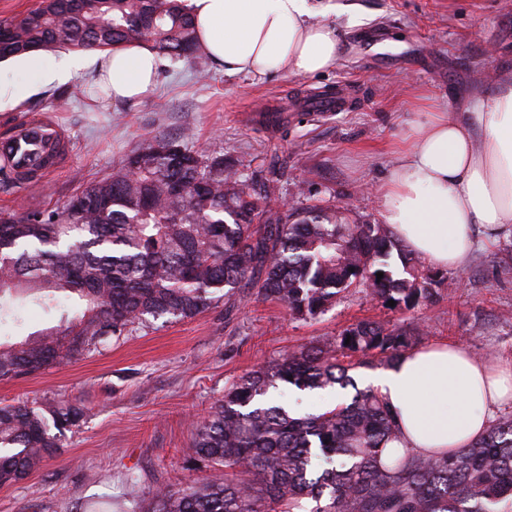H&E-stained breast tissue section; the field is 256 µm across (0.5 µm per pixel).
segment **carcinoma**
I'll list each match as a JSON object with an SVG mask.
<instances>
[{
	"label": "carcinoma",
	"mask_w": 512,
	"mask_h": 512,
	"mask_svg": "<svg viewBox=\"0 0 512 512\" xmlns=\"http://www.w3.org/2000/svg\"><path fill=\"white\" fill-rule=\"evenodd\" d=\"M0 37V60L39 50L110 52L131 42L171 60L193 59L197 50L181 0H99L93 11L79 0H41L0 21ZM190 139H144L60 211L0 210V294L26 292L61 310L59 325L0 341V381L90 357L151 318H192L225 299L241 301L248 288L302 320L352 288L406 309L436 297V280L389 225L347 224L333 204L277 211L258 181L224 167L220 153L193 149ZM415 339L359 322L237 378L195 427L192 460L224 478L159 490L140 512H303L305 499L316 503L311 512H512V414L450 455L405 451L382 461L398 440L394 416L349 371L372 355L389 364ZM281 384L355 394L298 415L264 401ZM83 415L73 405H1L0 485L38 470Z\"/></svg>",
	"instance_id": "1"
}]
</instances>
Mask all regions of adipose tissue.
I'll list each match as a JSON object with an SVG mask.
<instances>
[{
	"instance_id": "adipose-tissue-1",
	"label": "adipose tissue",
	"mask_w": 512,
	"mask_h": 512,
	"mask_svg": "<svg viewBox=\"0 0 512 512\" xmlns=\"http://www.w3.org/2000/svg\"><path fill=\"white\" fill-rule=\"evenodd\" d=\"M197 46L225 75H312L335 66L342 39L319 21L312 0H186ZM30 83L0 85V111L23 107L40 92L89 71L117 104L145 97L161 65L151 48L129 44L59 66L22 57ZM381 219L414 255L438 268L463 267L478 234L512 232V76L475 94L463 111L426 103L410 123L387 178L377 188ZM371 383L390 406L397 448L421 456L477 441L512 401V364L481 358L457 342L413 349Z\"/></svg>"
}]
</instances>
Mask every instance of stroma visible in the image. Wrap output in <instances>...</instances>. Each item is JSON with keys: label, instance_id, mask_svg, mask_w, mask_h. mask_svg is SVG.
I'll return each mask as SVG.
<instances>
[{"label": "stroma", "instance_id": "35a3bbf8", "mask_svg": "<svg viewBox=\"0 0 512 512\" xmlns=\"http://www.w3.org/2000/svg\"><path fill=\"white\" fill-rule=\"evenodd\" d=\"M342 52L333 69L297 76H225L200 63L165 62L154 92L116 108L91 103L78 74L22 109L0 112V137L16 121L50 117L67 153L58 174L24 184L0 177V209L59 210L82 184L111 175L148 135L180 137L223 153L244 174L276 166L272 206L335 203L349 223H380L374 188L418 108L438 100L457 111L512 74V0H322ZM346 97L340 112H310L315 95ZM423 270L438 279L434 302L389 309L356 289L321 316L292 318L276 300L220 304L191 319L162 317L99 353L40 374L0 381V403L74 404L85 414L55 457L21 483L0 487V512H129L123 494L144 495L220 470L192 455V423L233 380L288 350L334 340L365 320L418 329V345L448 340L512 363V237L478 249L461 268Z\"/></svg>", "mask_w": 512, "mask_h": 512}]
</instances>
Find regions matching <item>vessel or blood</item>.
<instances>
[{"label": "vessel or blood", "instance_id": "b4317fda", "mask_svg": "<svg viewBox=\"0 0 512 512\" xmlns=\"http://www.w3.org/2000/svg\"><path fill=\"white\" fill-rule=\"evenodd\" d=\"M63 141L60 127L52 120L29 122L15 128L8 137L0 139V156L8 158L17 173H48L55 169V162L46 154Z\"/></svg>", "mask_w": 512, "mask_h": 512}]
</instances>
